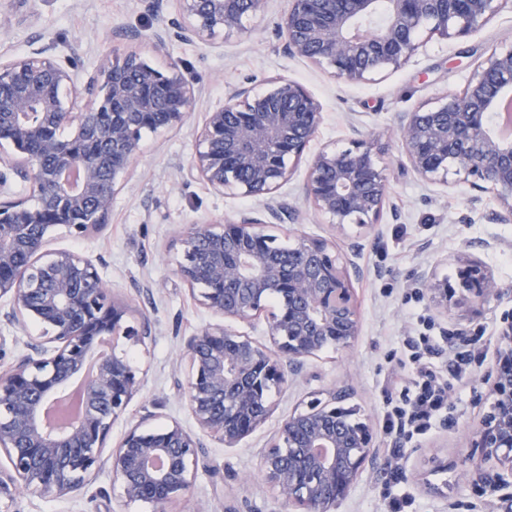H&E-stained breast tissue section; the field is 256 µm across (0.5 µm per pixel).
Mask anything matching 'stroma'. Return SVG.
<instances>
[{
	"label": "stroma",
	"mask_w": 512,
	"mask_h": 512,
	"mask_svg": "<svg viewBox=\"0 0 512 512\" xmlns=\"http://www.w3.org/2000/svg\"><path fill=\"white\" fill-rule=\"evenodd\" d=\"M289 0H268L263 14L246 22L241 37L207 46L172 39L163 55L149 43L145 55L157 67L180 61L186 78L201 93L188 120L161 134L146 133L143 153L133 164L112 201L108 225L89 239H75L65 228L48 237L49 249L68 248L92 257L114 294L129 301L149 318L154 339L129 349L140 366L141 392L124 420L112 428L120 438L127 422L147 411L158 414V424L179 421L186 429L197 425L185 409L178 389L183 376L181 340L207 326L211 316L191 298L175 273L180 257L174 245L179 229L197 220L257 209L252 198L215 193L200 181H183L181 172L195 149L196 129L211 107L222 102L229 86L282 75L303 84L319 99L324 120L311 150L329 144L350 147L352 128L371 135L380 162L389 177V198L373 228L348 225L336 231L310 207L302 209V231L344 244L359 238V262L364 278L355 285L362 322L355 345L348 350L329 348L308 359L287 386L273 389L276 406L271 419L237 447L205 441L202 466L188 505L174 512H280L281 506L259 476L260 452L268 446L280 420L312 395L334 388L348 390L346 407L354 419L370 424L375 459L336 512H382L384 494L404 495L406 512H507L512 502L483 491L468 480L469 432L490 404L484 376L498 347L500 317L512 311V224L492 218L497 207L493 192L472 206V191L461 177L449 175L447 184L421 180L410 169L401 149L398 117L434 101L444 91H461L474 69L492 51L512 46V0L477 32L451 40L430 38L402 67L387 70L365 82H352L303 59L288 55L275 32L276 21ZM0 10L14 23L0 37V55H26L33 43L53 44L57 55L75 62L78 73L92 72L122 53L129 30H153L162 16L173 14L174 0H163L161 14L148 12L142 0H0ZM465 255L480 261L505 287L494 303L482 308L469 304L441 310L420 279L425 269L456 283L455 260ZM480 337L484 363L473 365L462 386L449 393L450 410L403 450L382 430L386 396L414 372L405 345L420 334L444 337V351L435 359L447 367L458 349V329ZM108 473L61 500L31 492L18 495L11 512H151L146 503L123 505L109 500Z\"/></svg>",
	"instance_id": "stroma-1"
}]
</instances>
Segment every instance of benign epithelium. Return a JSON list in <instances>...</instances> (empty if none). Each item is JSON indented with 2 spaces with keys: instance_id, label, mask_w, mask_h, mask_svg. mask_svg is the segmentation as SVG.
I'll list each match as a JSON object with an SVG mask.
<instances>
[{
  "instance_id": "obj_1",
  "label": "benign epithelium",
  "mask_w": 512,
  "mask_h": 512,
  "mask_svg": "<svg viewBox=\"0 0 512 512\" xmlns=\"http://www.w3.org/2000/svg\"><path fill=\"white\" fill-rule=\"evenodd\" d=\"M176 16L147 38L215 45L246 32L245 20L267 0H175ZM502 0H387V18L373 22L377 0H290L278 23L284 49L332 76L365 82L406 64L426 31L443 39L469 35L487 23ZM200 89L176 62L164 70L137 49L115 56L82 81L52 47L0 58V323L43 333L27 352L0 369V499L32 490L70 497L108 470L128 504L170 512L187 502L207 436L236 447L274 413L268 392L288 383L305 359L333 346L346 350L360 333L353 281L360 279V245L344 249L300 233L288 250L270 224H296L300 209L278 195L301 164L323 121L321 102L285 76L261 89L237 86L206 113L185 177L211 189L262 202L260 215L187 224L176 242V275L192 298L218 318L184 339L187 365L178 384L200 433L173 420L148 427V413L109 445L114 424L140 390V368L116 353L117 342L143 346L145 316L117 298L86 254L46 250L48 233L63 227L74 238L102 232L121 180L141 150L144 132L176 128L190 115ZM512 98V47L493 52L460 92L399 117L400 140L412 170L443 181L448 169L482 192L495 194L493 220L512 224V135L491 115ZM353 146H325L308 163L305 200L341 230L379 223L389 194L373 143L355 128ZM29 190L30 206L17 198ZM421 280L443 308L470 299L481 305L504 294L475 259L457 260V286ZM265 322L269 343L231 323ZM500 346L486 379L492 404L472 431L468 460L486 491L512 489V313L501 316ZM94 373L83 377L88 360ZM82 383L81 415L61 426L48 408ZM344 390L314 397L288 413L260 475L284 512H334L374 458L369 425L342 406Z\"/></svg>"
}]
</instances>
